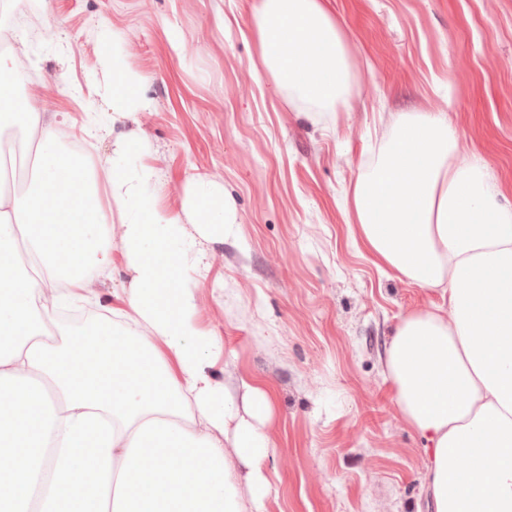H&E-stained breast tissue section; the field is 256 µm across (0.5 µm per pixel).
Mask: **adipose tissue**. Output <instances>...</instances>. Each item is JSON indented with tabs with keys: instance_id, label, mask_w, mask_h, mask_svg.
I'll return each instance as SVG.
<instances>
[{
	"instance_id": "adipose-tissue-1",
	"label": "adipose tissue",
	"mask_w": 512,
	"mask_h": 512,
	"mask_svg": "<svg viewBox=\"0 0 512 512\" xmlns=\"http://www.w3.org/2000/svg\"><path fill=\"white\" fill-rule=\"evenodd\" d=\"M260 61L312 116L346 105L353 64L330 0H258ZM0 124L17 117L35 146L24 193L0 169V512H266L273 449L268 392L236 401L209 372L224 343L198 318L209 266L196 237L234 221L220 184L189 182L185 219L165 214L143 147L116 139L100 165L64 148L72 126L17 100L16 45L0 26ZM113 42L101 87L111 117L143 108L145 79ZM487 165L461 157L441 112H404L375 166L348 192L354 231L379 268L440 303L400 318L383 375L425 443L428 512H512V208ZM120 251L119 302L131 336L102 329L51 346L55 309L82 298Z\"/></svg>"
}]
</instances>
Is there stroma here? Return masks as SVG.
Wrapping results in <instances>:
<instances>
[{
  "mask_svg": "<svg viewBox=\"0 0 512 512\" xmlns=\"http://www.w3.org/2000/svg\"><path fill=\"white\" fill-rule=\"evenodd\" d=\"M256 0H52L17 92L44 125L82 130L107 111L94 79L119 37L145 78L146 107L88 146L140 141L164 212L183 217L190 179L218 176L234 206L198 288L199 319L221 336L212 374L235 398L272 399L266 512H414L423 441L382 373L399 318L437 294L379 269L357 240L346 191L377 162L397 113L444 112L461 156L481 158L512 207V0H331L355 65L349 101L317 123L259 62ZM130 283L121 263L77 309L112 320Z\"/></svg>",
  "mask_w": 512,
  "mask_h": 512,
  "instance_id": "obj_1",
  "label": "stroma"
}]
</instances>
